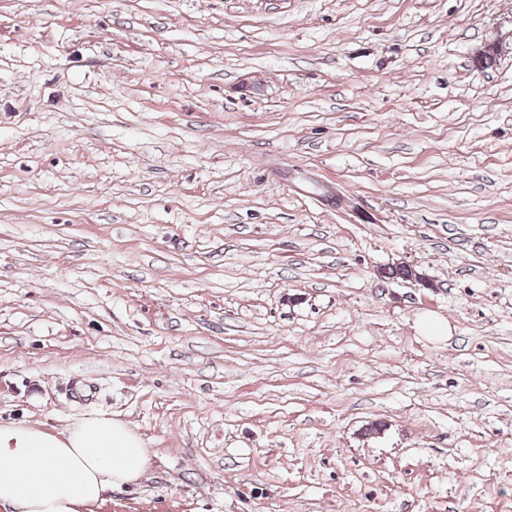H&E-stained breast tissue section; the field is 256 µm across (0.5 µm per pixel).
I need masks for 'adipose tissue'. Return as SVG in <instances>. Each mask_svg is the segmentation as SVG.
<instances>
[{"instance_id":"obj_1","label":"adipose tissue","mask_w":512,"mask_h":512,"mask_svg":"<svg viewBox=\"0 0 512 512\" xmlns=\"http://www.w3.org/2000/svg\"><path fill=\"white\" fill-rule=\"evenodd\" d=\"M151 452L129 424L106 416L59 433L0 424V507L6 512H94L105 491L137 483Z\"/></svg>"}]
</instances>
